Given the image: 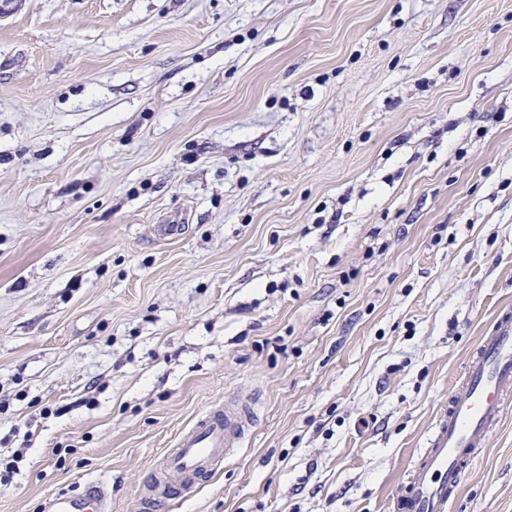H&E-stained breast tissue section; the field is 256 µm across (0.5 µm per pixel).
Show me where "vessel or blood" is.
<instances>
[{"label": "vessel or blood", "instance_id": "b4317fda", "mask_svg": "<svg viewBox=\"0 0 512 512\" xmlns=\"http://www.w3.org/2000/svg\"><path fill=\"white\" fill-rule=\"evenodd\" d=\"M462 388L436 415L424 448L399 497L397 512H448L463 476L488 438L512 413V310H501L478 337L462 376ZM257 420L255 400H225L199 414L169 449L164 472L155 474L146 512H167L186 490L211 479L232 449L243 447ZM179 483H171L169 474ZM111 495L89 484L80 496L55 494L49 512H112Z\"/></svg>", "mask_w": 512, "mask_h": 512}]
</instances>
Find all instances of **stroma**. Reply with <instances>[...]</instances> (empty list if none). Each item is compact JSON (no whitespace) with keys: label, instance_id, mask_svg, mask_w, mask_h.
Here are the masks:
<instances>
[{"label":"stroma","instance_id":"35a3bbf8","mask_svg":"<svg viewBox=\"0 0 512 512\" xmlns=\"http://www.w3.org/2000/svg\"><path fill=\"white\" fill-rule=\"evenodd\" d=\"M163 224L179 225L162 237ZM512 307V0H18L0 18V512H394ZM450 512H512V417ZM257 420L256 400H229L199 414L166 455L164 472L154 474L155 493L144 499L145 510L165 512L186 490L211 479L233 448H242ZM181 482L171 483L167 474ZM111 494L97 483L89 484L81 496L55 494L48 500L49 512H111Z\"/></svg>","mask_w":512,"mask_h":512}]
</instances>
